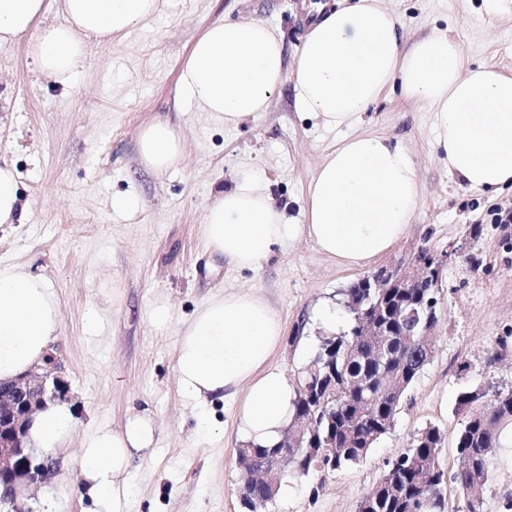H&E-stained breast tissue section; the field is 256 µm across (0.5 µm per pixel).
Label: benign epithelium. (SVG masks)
I'll use <instances>...</instances> for the list:
<instances>
[{"label":"benign epithelium","mask_w":512,"mask_h":512,"mask_svg":"<svg viewBox=\"0 0 512 512\" xmlns=\"http://www.w3.org/2000/svg\"><path fill=\"white\" fill-rule=\"evenodd\" d=\"M448 257L443 250L427 263L414 259L392 270L382 268L373 274L371 286L408 288L419 283L436 289ZM60 370L61 359L51 352L41 371H30L7 384L0 382V504L15 503L20 489L46 483L56 472V460L31 455L24 438L38 411L67 398Z\"/></svg>","instance_id":"benign-epithelium-1"}]
</instances>
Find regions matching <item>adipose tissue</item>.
Returning a JSON list of instances; mask_svg holds the SVG:
<instances>
[{"instance_id":"obj_1","label":"adipose tissue","mask_w":512,"mask_h":512,"mask_svg":"<svg viewBox=\"0 0 512 512\" xmlns=\"http://www.w3.org/2000/svg\"><path fill=\"white\" fill-rule=\"evenodd\" d=\"M62 19L46 23L47 0H0V47L38 29L33 53L42 74L68 84L86 61L91 41L127 33L159 9V0H56ZM397 17L380 0L319 14L292 69H285L275 31L256 20L218 23L194 43L180 93L235 124L266 111L293 81L298 111L328 128L351 126L390 88L424 103L433 114L434 143L448 170L468 188L512 191V72L492 64L467 67L459 42L433 31L405 44ZM132 152L160 173L180 165L184 141L166 122L142 128ZM418 207L416 165L399 145L375 134L342 139L308 186L303 221L287 223L264 189L249 180L206 204L202 233L208 248L241 269L256 270L275 246L307 235L319 251L346 265L390 252ZM60 327V299L49 279L17 265H0V382L41 366ZM284 326L277 311L250 291L210 297L180 329L176 375L198 406L236 398L239 433L262 448L279 445L293 414L294 389L273 358ZM75 424L68 402L34 417L29 439L53 452ZM157 424L146 412L119 428L103 425L85 437L76 457L83 494L101 512H124L127 474L153 450Z\"/></svg>"}]
</instances>
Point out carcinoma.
Here are the masks:
<instances>
[{
	"label": "carcinoma",
	"mask_w": 512,
	"mask_h": 512,
	"mask_svg": "<svg viewBox=\"0 0 512 512\" xmlns=\"http://www.w3.org/2000/svg\"><path fill=\"white\" fill-rule=\"evenodd\" d=\"M369 277L353 283L344 306L348 330L325 339L310 364L295 374L294 414L289 427L301 428L305 441L323 453L325 467L340 470L364 459L392 427L404 395L434 352L424 337L422 310L438 303L419 285L388 288L376 296ZM336 384V412H328L327 391ZM512 428V390L499 392L487 409L467 419L456 451L463 465L454 472L433 465L441 446L436 428L421 432L410 448L387 464L382 479L360 503L359 512H444L443 487L451 482L461 494L457 512H483L477 491L487 481L489 463L500 437ZM314 459L288 458L282 471L306 475Z\"/></svg>",
	"instance_id": "obj_1"
}]
</instances>
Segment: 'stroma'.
I'll use <instances>...</instances> for the list:
<instances>
[{"label": "stroma", "mask_w": 512, "mask_h": 512, "mask_svg": "<svg viewBox=\"0 0 512 512\" xmlns=\"http://www.w3.org/2000/svg\"><path fill=\"white\" fill-rule=\"evenodd\" d=\"M302 0H165L162 9L129 35L92 44L70 84L43 76L31 53V36L0 48V162L18 174L25 217L0 225V265H22L48 278L62 307L56 348L76 423L49 483L31 489L27 512H41L53 493L56 512H93L80 491L74 450L85 435L107 424L120 427L138 411L153 414L157 445L131 473L128 512H245L236 459L244 442L237 431L238 403L224 399L205 410L224 429L209 437L196 425L197 408L179 389L175 344L179 330L210 297L254 290L284 324L274 362L285 376L308 365L329 333L316 311L330 304L337 329L349 316L343 293L380 267L407 263L419 250L456 247L440 288L435 352L405 394L392 428L360 463L339 471L288 476L289 499L262 512H358L380 481L387 461L427 428H438L440 465L457 470L456 437L470 413L497 392L512 390V223L494 222L497 209L512 212V191L490 195L449 174L436 150L432 114L419 102L385 91L355 127L329 129L297 112L292 83L269 108L225 126L199 107L177 101L184 63L206 29L216 23L260 20L283 44L293 66L307 33ZM398 18L405 41L434 30L451 32L467 65L494 64L512 71V18L486 25L479 0H383ZM163 120L179 127L185 160L156 173L130 151L136 134ZM368 132L400 144L413 157L419 203L393 250L366 264L347 266L324 256L305 236L276 246L255 271L212 254L201 234L208 198L244 178L260 181L290 223L303 220L307 189L318 165L345 136ZM129 195L132 218L112 209ZM172 307L166 327L147 312L157 299ZM97 310L101 325L88 331ZM481 387L484 399L459 405L462 392ZM512 495V430L504 431L480 495L483 512H505Z\"/></svg>", "instance_id": "1"}]
</instances>
